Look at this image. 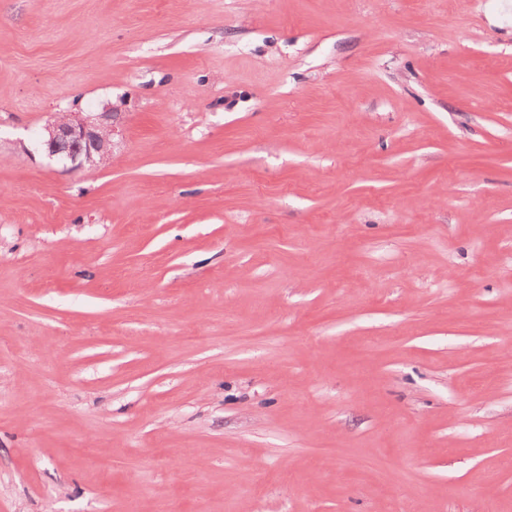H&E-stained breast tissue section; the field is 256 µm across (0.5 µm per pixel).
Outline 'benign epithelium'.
Listing matches in <instances>:
<instances>
[{
  "instance_id": "1",
  "label": "benign epithelium",
  "mask_w": 512,
  "mask_h": 512,
  "mask_svg": "<svg viewBox=\"0 0 512 512\" xmlns=\"http://www.w3.org/2000/svg\"><path fill=\"white\" fill-rule=\"evenodd\" d=\"M119 116L115 107L103 112L57 114L44 127L41 150L72 170L94 169L112 156L114 139L119 135ZM60 142L73 143L80 151L63 156L56 148Z\"/></svg>"
}]
</instances>
